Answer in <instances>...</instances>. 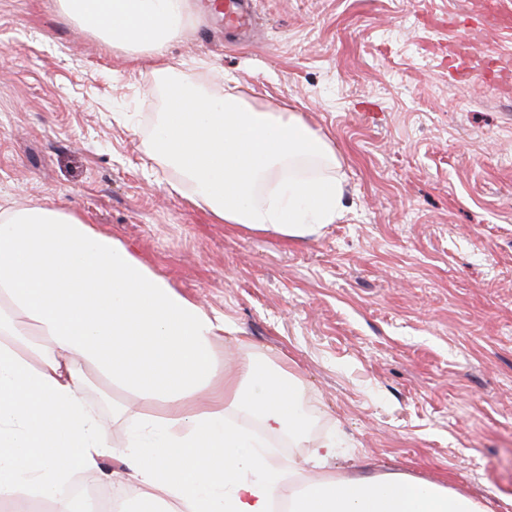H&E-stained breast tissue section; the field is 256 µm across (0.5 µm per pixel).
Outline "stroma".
<instances>
[{"label": "stroma", "instance_id": "obj_1", "mask_svg": "<svg viewBox=\"0 0 512 512\" xmlns=\"http://www.w3.org/2000/svg\"><path fill=\"white\" fill-rule=\"evenodd\" d=\"M473 0H257L262 41L212 28L189 0L167 60L191 89L225 78L244 97L301 115L336 150L344 214L283 239L215 223L169 193L151 150L162 99L147 53L79 32L60 0H0V208L82 214L179 293L224 321L217 361L247 337L295 375L302 438L267 437L290 480L401 474L483 512H512V33ZM495 58V79L455 77L451 47ZM104 439L125 444L119 390L91 380ZM336 454L321 466L315 448ZM119 459L77 473L113 501Z\"/></svg>", "mask_w": 512, "mask_h": 512}]
</instances>
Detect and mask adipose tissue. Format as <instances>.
I'll return each instance as SVG.
<instances>
[{"instance_id":"1","label":"adipose tissue","mask_w":512,"mask_h":512,"mask_svg":"<svg viewBox=\"0 0 512 512\" xmlns=\"http://www.w3.org/2000/svg\"><path fill=\"white\" fill-rule=\"evenodd\" d=\"M80 30L146 51L165 87L152 152L217 222L303 238L338 221L343 186L336 150L298 113L248 101L235 87L204 95L164 62L188 0H62ZM219 318L178 293L120 241L81 214L51 205L0 211V498H36L73 512L76 472L111 453L101 417L82 395L87 369L158 415H129L120 460L146 506L179 512H271L288 490L263 437L305 427L300 382L247 357L231 371L212 346ZM232 408L262 423L252 435ZM291 512H481L447 487L399 475L308 482Z\"/></svg>"}]
</instances>
